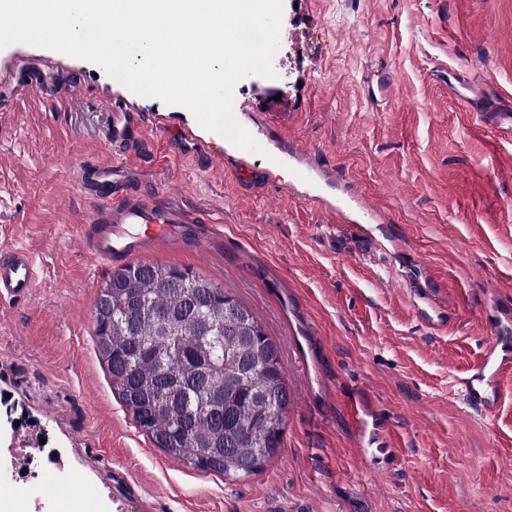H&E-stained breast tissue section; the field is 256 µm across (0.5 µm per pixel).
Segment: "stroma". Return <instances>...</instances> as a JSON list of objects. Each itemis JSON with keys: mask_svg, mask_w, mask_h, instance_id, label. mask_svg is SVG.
Here are the masks:
<instances>
[{"mask_svg": "<svg viewBox=\"0 0 512 512\" xmlns=\"http://www.w3.org/2000/svg\"><path fill=\"white\" fill-rule=\"evenodd\" d=\"M273 68L233 104L321 166L311 190L287 191L284 168L266 186L225 170L223 138L191 110L98 64L0 49V248L28 250L39 274L28 300L0 302V495L20 512H57L59 485L89 491L90 512H512V374L489 416L462 383L512 337V133L467 109L512 108V0H283ZM116 103L144 123L129 162L112 150ZM112 164L224 227L223 245L153 261L223 288L279 349L283 446L257 475L173 461L112 390L92 321L111 269L80 244L93 200L78 174ZM311 191L358 198L355 219L389 225L398 248L383 257ZM421 274L441 329L409 305ZM363 391L390 436L364 459L346 415Z\"/></svg>", "mask_w": 512, "mask_h": 512, "instance_id": "1", "label": "stroma"}]
</instances>
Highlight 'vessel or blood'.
Here are the masks:
<instances>
[{"instance_id":"1","label":"vessel or blood","mask_w":512,"mask_h":512,"mask_svg":"<svg viewBox=\"0 0 512 512\" xmlns=\"http://www.w3.org/2000/svg\"><path fill=\"white\" fill-rule=\"evenodd\" d=\"M142 125L136 113H113V147L127 153L136 151ZM268 152L270 158L265 168L255 172L260 181H267L271 171L284 167L289 171L290 186L308 188L315 184V169L303 164L297 152L276 145L269 147ZM80 180L99 200L80 242L92 257L105 263L144 260L160 249L187 244L205 249L220 234L205 209L151 202L131 194L118 167H83ZM36 286L37 272L31 256L18 248L0 250V302L23 301ZM509 371H512V342L505 340L490 345L464 384L468 405L482 414L492 413L498 403L497 379ZM348 411L357 449L374 444L381 433L373 425V407L357 397L349 401Z\"/></svg>"}]
</instances>
